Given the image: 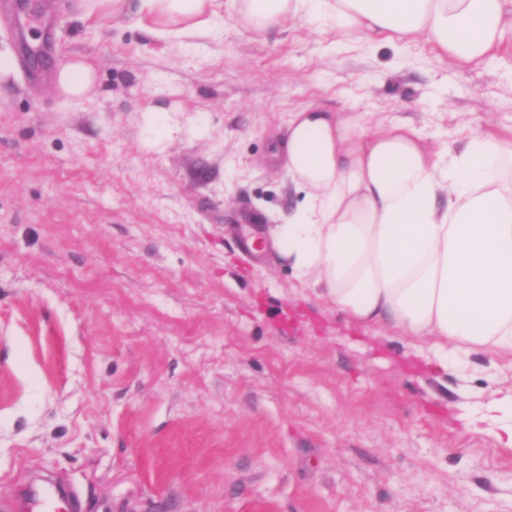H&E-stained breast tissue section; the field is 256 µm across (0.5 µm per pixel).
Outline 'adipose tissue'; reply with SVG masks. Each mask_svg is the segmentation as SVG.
Here are the masks:
<instances>
[{
  "label": "adipose tissue",
  "mask_w": 512,
  "mask_h": 512,
  "mask_svg": "<svg viewBox=\"0 0 512 512\" xmlns=\"http://www.w3.org/2000/svg\"><path fill=\"white\" fill-rule=\"evenodd\" d=\"M212 0H81L84 17L130 10L164 31L203 34ZM255 33L304 18L337 33L427 37L459 63L494 57L512 0H232ZM299 200L271 227L298 282L347 320L436 349L512 355V138L431 144L412 124L352 109L292 112L270 153Z\"/></svg>",
  "instance_id": "adipose-tissue-1"
}]
</instances>
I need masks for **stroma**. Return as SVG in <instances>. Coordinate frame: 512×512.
Wrapping results in <instances>:
<instances>
[{
    "label": "stroma",
    "mask_w": 512,
    "mask_h": 512,
    "mask_svg": "<svg viewBox=\"0 0 512 512\" xmlns=\"http://www.w3.org/2000/svg\"><path fill=\"white\" fill-rule=\"evenodd\" d=\"M54 29L35 70L41 27L0 20V503L38 473L83 512H512V356L445 369L356 327L267 237L296 202L269 161L290 112L505 134L512 45L460 65L302 19L254 34L229 4L175 38L59 0ZM75 57L79 100L53 82ZM55 83L64 94L73 98L83 97L93 87V73L84 62L73 60L58 69Z\"/></svg>",
    "instance_id": "35a3bbf8"
}]
</instances>
